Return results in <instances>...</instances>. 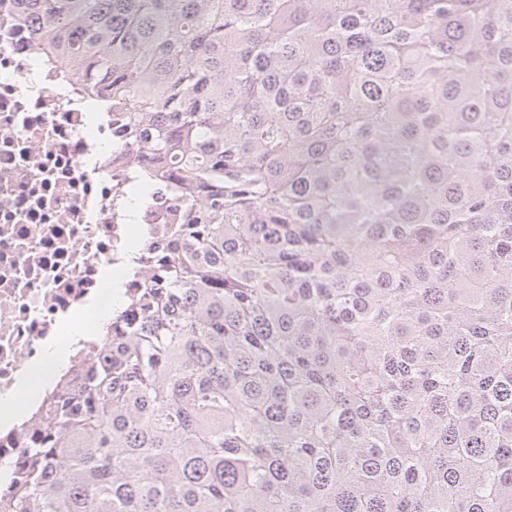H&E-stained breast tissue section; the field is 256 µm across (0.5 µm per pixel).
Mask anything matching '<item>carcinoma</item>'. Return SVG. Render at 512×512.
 Masks as SVG:
<instances>
[{
	"label": "carcinoma",
	"instance_id": "carcinoma-1",
	"mask_svg": "<svg viewBox=\"0 0 512 512\" xmlns=\"http://www.w3.org/2000/svg\"><path fill=\"white\" fill-rule=\"evenodd\" d=\"M178 205L0 512H512V0H18Z\"/></svg>",
	"mask_w": 512,
	"mask_h": 512
}]
</instances>
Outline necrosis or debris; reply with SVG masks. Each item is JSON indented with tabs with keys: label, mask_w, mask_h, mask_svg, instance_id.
Here are the masks:
<instances>
[{
	"label": "necrosis or debris",
	"mask_w": 512,
	"mask_h": 512,
	"mask_svg": "<svg viewBox=\"0 0 512 512\" xmlns=\"http://www.w3.org/2000/svg\"><path fill=\"white\" fill-rule=\"evenodd\" d=\"M115 134L111 112L48 68L16 0H0V403L38 388L35 404L0 425V473L22 466L43 408L62 389L57 356L74 365L111 352V319L90 339L68 327L108 308L113 282L136 293L145 275L130 274L125 255L159 241L172 214L163 199L128 223L132 171L144 158Z\"/></svg>",
	"instance_id": "1"
}]
</instances>
